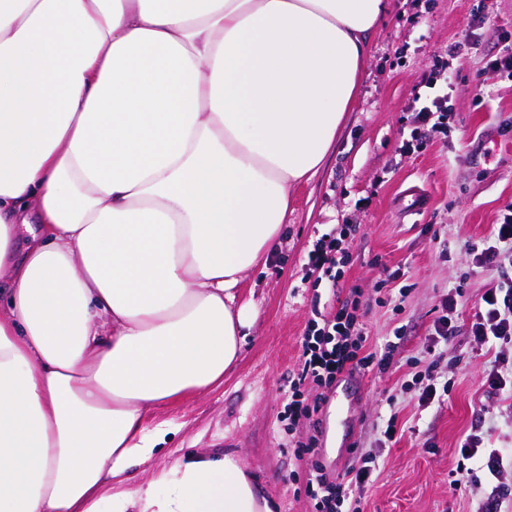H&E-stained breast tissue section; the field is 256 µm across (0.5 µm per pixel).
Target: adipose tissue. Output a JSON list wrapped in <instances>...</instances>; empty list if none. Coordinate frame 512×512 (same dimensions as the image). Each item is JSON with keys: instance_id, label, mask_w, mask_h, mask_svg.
<instances>
[{"instance_id": "adipose-tissue-1", "label": "adipose tissue", "mask_w": 512, "mask_h": 512, "mask_svg": "<svg viewBox=\"0 0 512 512\" xmlns=\"http://www.w3.org/2000/svg\"><path fill=\"white\" fill-rule=\"evenodd\" d=\"M386 0H0V512H274L149 410L221 383L238 286L336 142Z\"/></svg>"}]
</instances>
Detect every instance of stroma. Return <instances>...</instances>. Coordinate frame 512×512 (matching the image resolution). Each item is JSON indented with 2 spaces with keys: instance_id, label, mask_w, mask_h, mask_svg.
<instances>
[{
  "instance_id": "stroma-1",
  "label": "stroma",
  "mask_w": 512,
  "mask_h": 512,
  "mask_svg": "<svg viewBox=\"0 0 512 512\" xmlns=\"http://www.w3.org/2000/svg\"><path fill=\"white\" fill-rule=\"evenodd\" d=\"M389 11L369 37L368 60L336 145L321 168L293 191L286 232L274 255L241 284L252 300V322L240 360L209 392L155 409L149 426L166 433L156 458L131 475L148 482L176 459L199 452L231 453L258 474L279 512H315L309 468L296 444L307 427L288 429L282 410L296 371L301 338L314 311L333 315L352 289L362 292L363 321L371 346L402 328L399 367L382 379L352 376L341 401L344 415L335 448H321L329 473L343 471L352 445L376 455L379 476L366 491L364 512H477L487 484L453 486L458 442L478 417L491 428L490 444L512 451V397L489 412L481 380L493 356L472 337L455 336L437 365L454 387L441 407L419 409L400 386L408 357H423L434 306L447 289L462 287L472 313L493 271L472 273L469 243L489 235L512 202V78L494 66L512 50V0H389ZM458 49L450 69L454 90L447 134L429 133L421 148L402 145L414 126L413 98L435 59ZM419 190L425 208L401 211L403 193ZM340 224L360 232L337 287L305 275L315 241ZM401 269L410 290L400 311L378 303L375 287ZM395 396L406 426L402 439L380 444L373 424Z\"/></svg>"
}]
</instances>
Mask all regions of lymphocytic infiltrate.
I'll use <instances>...</instances> for the list:
<instances>
[{
    "label": "lymphocytic infiltrate",
    "instance_id": "1",
    "mask_svg": "<svg viewBox=\"0 0 512 512\" xmlns=\"http://www.w3.org/2000/svg\"><path fill=\"white\" fill-rule=\"evenodd\" d=\"M447 59L436 60L428 74L423 75L421 86L431 89V97L420 102L416 109L415 125L404 150H411L413 142L422 140L428 131L443 132L448 127V96L437 93L439 81L447 79ZM356 224H344L336 232L324 234L308 253V275L330 283H337L348 262L350 242L359 233ZM474 271H493L496 284L485 290L468 322H461L463 289L455 287L440 295L436 306L437 316L427 339V354H435L439 345L467 332L495 354L494 364L487 370L483 386L487 398L494 399L512 387V362L506 357L512 350V203L507 204L500 220L494 224L488 239L469 244ZM358 295L343 302L329 318L314 317L309 320L301 340L300 363L289 380L288 402L283 417L289 426L308 423L312 434L300 444L299 454L311 455L308 492L314 501L315 512H364L362 490L371 481L378 467L375 455L355 451L347 470L333 476L326 472L315 455L321 445L319 413L327 402L329 393L347 376L355 374L380 376L395 364L399 344L386 341L373 347L360 313ZM412 374L403 380L402 389L414 391L418 405L429 408L444 404L451 379L436 371L435 362L420 363L412 357L407 361ZM459 453L465 464L458 473L462 482L490 483L492 489L484 499L480 512H502L501 506L512 489L501 480L506 471H512V455L489 447L481 425H473L462 443Z\"/></svg>",
    "mask_w": 512,
    "mask_h": 512
}]
</instances>
